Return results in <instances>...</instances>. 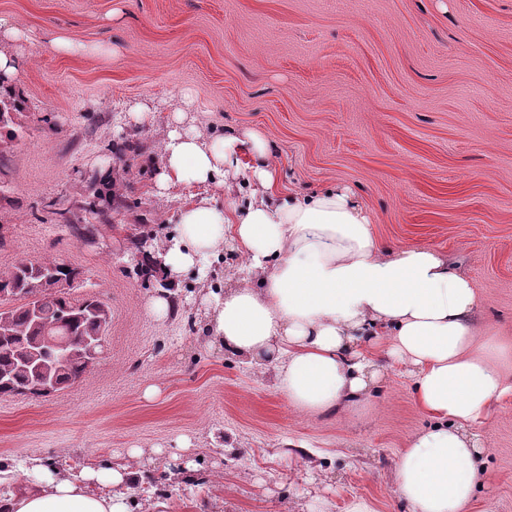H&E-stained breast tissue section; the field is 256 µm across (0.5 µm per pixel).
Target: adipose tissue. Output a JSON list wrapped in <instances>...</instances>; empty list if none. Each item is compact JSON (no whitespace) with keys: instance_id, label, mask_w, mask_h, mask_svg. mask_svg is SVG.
Wrapping results in <instances>:
<instances>
[{"instance_id":"adipose-tissue-1","label":"adipose tissue","mask_w":512,"mask_h":512,"mask_svg":"<svg viewBox=\"0 0 512 512\" xmlns=\"http://www.w3.org/2000/svg\"><path fill=\"white\" fill-rule=\"evenodd\" d=\"M29 39L0 16V91L13 90ZM171 120L157 188L211 185L229 204L179 206L174 233L153 250L169 290L150 298L151 315L174 313L173 288L188 274L206 280L232 246L240 279L202 298L213 343L271 371L289 404L310 413L361 402L382 369H403L429 422L399 458L397 491L411 512H464L482 476L470 426L512 392V338L476 334L474 283L439 250L381 242L349 187L278 191L266 134L213 138L184 128L179 108ZM36 471L38 484L0 499V512H137L123 488L146 479L126 465Z\"/></svg>"}]
</instances>
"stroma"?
Masks as SVG:
<instances>
[{
  "instance_id": "35a3bbf8",
  "label": "stroma",
  "mask_w": 512,
  "mask_h": 512,
  "mask_svg": "<svg viewBox=\"0 0 512 512\" xmlns=\"http://www.w3.org/2000/svg\"><path fill=\"white\" fill-rule=\"evenodd\" d=\"M0 15L35 37L15 79L23 132L0 141V272L54 257L77 273L74 297L112 309L99 362L69 388L0 395L14 489L35 459L76 474L139 448L152 483L131 493L145 512H410L395 468L428 419L403 371L356 406L301 412L209 344L196 277L175 315L147 312L159 285L138 275L134 239L173 231L206 189L158 192L167 130L130 110L185 97L204 133H270L281 190L349 185L380 238L443 251L473 280L478 335L512 337V0H0ZM58 37L108 52L63 54ZM126 140L128 169L111 151ZM92 173L130 205L114 223L85 210ZM53 200L94 234L56 223ZM473 431L484 480L468 512H512V393Z\"/></svg>"
}]
</instances>
